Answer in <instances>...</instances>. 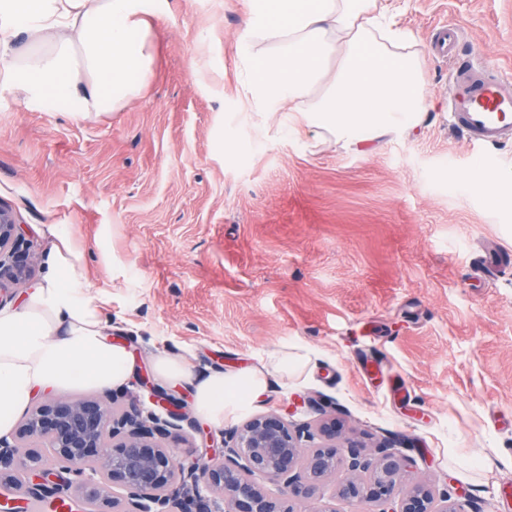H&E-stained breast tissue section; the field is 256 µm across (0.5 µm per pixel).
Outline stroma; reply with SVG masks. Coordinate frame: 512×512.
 <instances>
[{
	"label": "stroma",
	"mask_w": 512,
	"mask_h": 512,
	"mask_svg": "<svg viewBox=\"0 0 512 512\" xmlns=\"http://www.w3.org/2000/svg\"><path fill=\"white\" fill-rule=\"evenodd\" d=\"M151 77L126 106L76 120L0 84V207L32 241L21 301L70 227L112 340L135 358L118 408L149 407L157 351L198 374L235 372L287 345L313 369L270 377L250 414L385 442L428 488L465 492L464 512H512V139L474 146L448 95L456 67L512 78V0H405L398 21L421 63L427 111L360 152L297 112H259L241 84L245 0H160ZM452 58L433 57L440 25ZM296 135L283 137L287 122ZM495 190L462 187L474 158ZM152 378L151 388L139 378ZM177 462L221 449L226 431L175 388ZM490 466L461 477L462 457Z\"/></svg>",
	"instance_id": "1"
}]
</instances>
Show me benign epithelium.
<instances>
[{"instance_id": "obj_1", "label": "benign epithelium", "mask_w": 512, "mask_h": 512, "mask_svg": "<svg viewBox=\"0 0 512 512\" xmlns=\"http://www.w3.org/2000/svg\"><path fill=\"white\" fill-rule=\"evenodd\" d=\"M28 256L29 241L0 208V292L26 279ZM153 401L166 415L119 411L98 395L35 403L0 436V512H22L21 492L48 486L63 497L73 485L85 492L88 512H294L293 499L311 500L330 481L367 512H461L448 491L436 496L413 482L388 445L363 453L336 417L313 431L274 412L257 414L224 438L218 455L178 464L162 440L184 419L181 405L162 392ZM23 446L28 451L17 455Z\"/></svg>"}]
</instances>
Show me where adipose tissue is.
I'll return each mask as SVG.
<instances>
[{
    "label": "adipose tissue",
    "mask_w": 512,
    "mask_h": 512,
    "mask_svg": "<svg viewBox=\"0 0 512 512\" xmlns=\"http://www.w3.org/2000/svg\"><path fill=\"white\" fill-rule=\"evenodd\" d=\"M158 0H0V81L48 109L87 119L118 109L147 82L148 19ZM398 0H248L239 45L249 59L244 85L255 107L299 103L308 126L363 149L416 128L426 90L420 64L394 52L403 40ZM36 50L13 63L12 36ZM324 93L316 103L309 96ZM48 269L21 305L0 311V435L38 391H106L134 370L128 348L109 340L96 299L86 293L85 256L57 227ZM310 353L278 351L246 372L197 374L182 356L153 359L156 376L193 390V409L215 428L247 412L271 375H290Z\"/></svg>",
    "instance_id": "adipose-tissue-1"
}]
</instances>
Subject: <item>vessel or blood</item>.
Masks as SVG:
<instances>
[{"instance_id":"obj_1","label":"vessel or blood","mask_w":512,"mask_h":512,"mask_svg":"<svg viewBox=\"0 0 512 512\" xmlns=\"http://www.w3.org/2000/svg\"><path fill=\"white\" fill-rule=\"evenodd\" d=\"M456 80L463 91L448 99L451 117L471 142L496 144L512 135V91L503 79L465 66Z\"/></svg>"}]
</instances>
